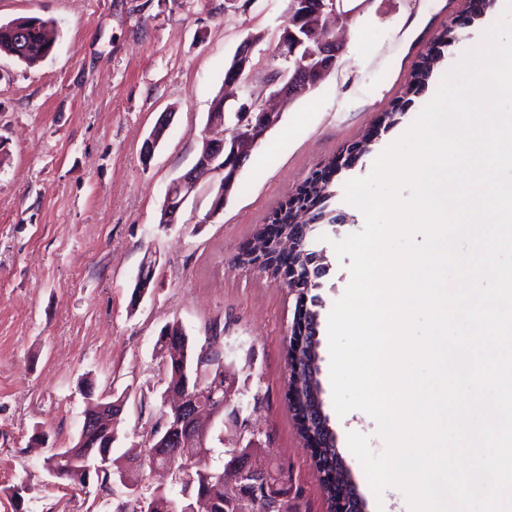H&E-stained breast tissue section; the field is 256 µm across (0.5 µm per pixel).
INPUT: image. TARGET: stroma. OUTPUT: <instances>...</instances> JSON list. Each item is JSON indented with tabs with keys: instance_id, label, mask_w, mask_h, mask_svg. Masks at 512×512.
I'll return each mask as SVG.
<instances>
[{
	"instance_id": "35a3bbf8",
	"label": "stroma",
	"mask_w": 512,
	"mask_h": 512,
	"mask_svg": "<svg viewBox=\"0 0 512 512\" xmlns=\"http://www.w3.org/2000/svg\"><path fill=\"white\" fill-rule=\"evenodd\" d=\"M355 13L336 70L294 100L241 169L216 219L203 179L177 223L159 221L171 181L189 170L210 104L241 42L257 34L255 81L279 67L274 47L288 0H0V23L51 22L58 37L34 66L0 53V512H113L121 484L55 483L48 456L71 446L88 399L126 396L113 456L145 447L162 406L165 375L155 345L179 323L196 347L214 344L259 436L254 458L281 469L299 512H326L310 451L284 397V346L296 298L266 273L238 265L250 241L289 196L347 148L327 205L343 224L318 223L309 247L330 264L317 293L319 379L336 449L365 512L378 502L347 446L348 432L383 443L369 417L336 413L328 318L349 283L350 258L334 245L364 217L344 186L367 177L432 99L441 77L482 43L470 0H350ZM444 58L425 89L411 74L440 36ZM398 124L367 133L383 113ZM167 131L150 161L142 145L161 117ZM154 264V286L133 303L135 277ZM21 497H13L14 487Z\"/></svg>"
}]
</instances>
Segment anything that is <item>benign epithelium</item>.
<instances>
[{"label":"benign epithelium","mask_w":512,"mask_h":512,"mask_svg":"<svg viewBox=\"0 0 512 512\" xmlns=\"http://www.w3.org/2000/svg\"><path fill=\"white\" fill-rule=\"evenodd\" d=\"M345 0H288V19L282 27L275 53L283 67L268 73L259 86L252 77L251 52L260 36L251 35L239 46L224 77V90L212 102L207 126L220 127L226 121V102L234 97L239 105L233 111L234 128L230 139H204L194 167L170 184L163 205L164 222L176 223V218L198 183L207 177L216 188L213 206L207 219L215 218L223 209L238 175L253 149L279 121L280 112L269 101L287 104L298 96L315 89L334 69L343 49L336 36V27L349 20L352 11L344 9ZM304 191L295 194L288 203V231L271 224V249H255L244 245L239 254L251 260V265L264 270L279 265L282 278L294 295L296 308L288 330L285 351L288 352V383L285 395L296 422L305 430L303 441L310 449L319 482L336 487V495L326 496L327 512H364L363 503L350 487V472L345 463L329 470L323 458L330 455L331 441L324 439L326 416L319 396L307 387L308 357L316 349V319L310 303L311 284L320 276L323 256L306 262L300 248L311 225L307 222L309 207L303 205ZM223 362L216 350H207L191 364L183 365L184 383L179 388L168 387L163 393L160 417L150 435L154 448L151 469H162L172 475L175 466L169 457L175 450L206 448L209 425L221 420L235 435V446L224 450V512H238L243 497L254 494L263 498L265 512H293L288 497L273 489L269 473L250 465L252 456L240 451L243 443L256 442L257 432L242 410L231 407L233 389H224V405L214 406L202 400L201 384L196 376ZM165 486H157L149 496L141 490L118 501L114 512H128L129 500L138 501L140 512H200L203 500L190 492L166 498Z\"/></svg>","instance_id":"7a95c632"}]
</instances>
